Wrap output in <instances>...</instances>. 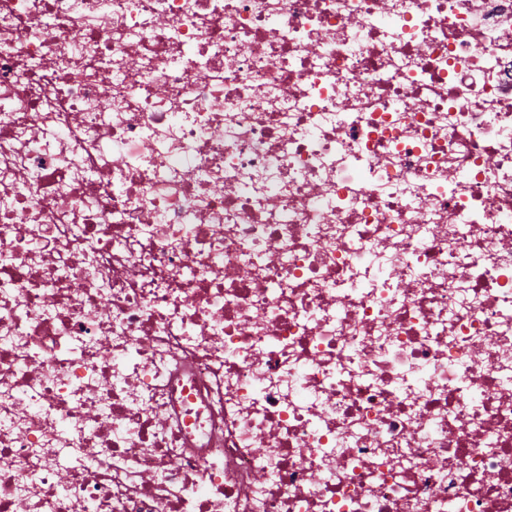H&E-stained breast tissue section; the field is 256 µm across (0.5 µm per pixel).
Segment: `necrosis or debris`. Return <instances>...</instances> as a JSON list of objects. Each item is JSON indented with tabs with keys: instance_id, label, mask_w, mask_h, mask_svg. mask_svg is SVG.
I'll return each mask as SVG.
<instances>
[{
	"instance_id": "1",
	"label": "necrosis or debris",
	"mask_w": 512,
	"mask_h": 512,
	"mask_svg": "<svg viewBox=\"0 0 512 512\" xmlns=\"http://www.w3.org/2000/svg\"><path fill=\"white\" fill-rule=\"evenodd\" d=\"M0 512H512V0H0Z\"/></svg>"
}]
</instances>
